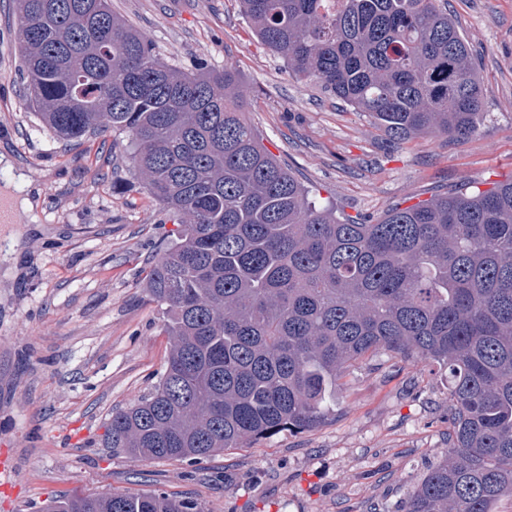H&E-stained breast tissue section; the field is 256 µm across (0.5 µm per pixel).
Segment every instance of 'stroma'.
Listing matches in <instances>:
<instances>
[{
    "label": "stroma",
    "instance_id": "obj_1",
    "mask_svg": "<svg viewBox=\"0 0 512 512\" xmlns=\"http://www.w3.org/2000/svg\"><path fill=\"white\" fill-rule=\"evenodd\" d=\"M182 71L232 66L246 117L316 205L379 217L449 190L512 179V0H448L478 60L484 117L464 141L395 145L367 114L288 71L240 0H111ZM14 0H0V189L28 199L0 223V512L51 496L161 490L201 512H396L448 453V380L380 352L351 367L336 414L198 462L102 447L113 411L148 394L169 350L145 277L173 223L144 189L128 133L61 139L20 78Z\"/></svg>",
    "mask_w": 512,
    "mask_h": 512
}]
</instances>
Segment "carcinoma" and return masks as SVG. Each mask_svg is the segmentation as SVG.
I'll use <instances>...</instances> for the list:
<instances>
[{"label": "carcinoma", "instance_id": "cac0c4a2", "mask_svg": "<svg viewBox=\"0 0 512 512\" xmlns=\"http://www.w3.org/2000/svg\"><path fill=\"white\" fill-rule=\"evenodd\" d=\"M299 78L393 143L466 140L482 90L448 0H240ZM24 78L67 139L131 136L150 196L180 216L145 288L170 347L103 447L193 461L336 412V386L387 352L448 371V455L397 512H497L512 497V181L341 218L260 142L230 66L187 73L109 0H17ZM41 512H196L162 491L52 498Z\"/></svg>", "mask_w": 512, "mask_h": 512}]
</instances>
